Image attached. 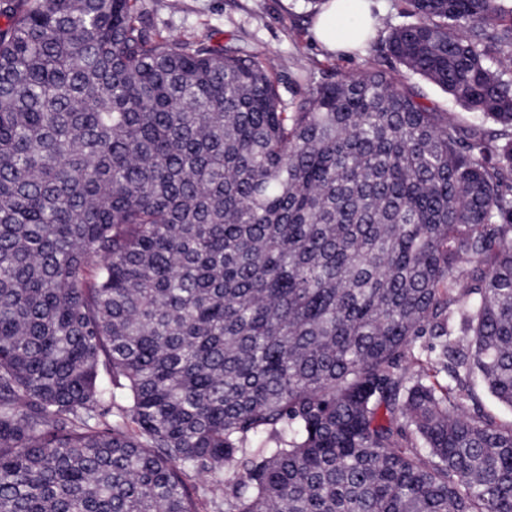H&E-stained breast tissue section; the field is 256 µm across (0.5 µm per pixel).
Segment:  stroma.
Segmentation results:
<instances>
[{
    "mask_svg": "<svg viewBox=\"0 0 512 512\" xmlns=\"http://www.w3.org/2000/svg\"><path fill=\"white\" fill-rule=\"evenodd\" d=\"M151 29L192 40L232 42L249 51L282 56L292 71L316 77L340 70L356 72L373 55L324 52L312 38L314 21L309 0H143Z\"/></svg>",
    "mask_w": 512,
    "mask_h": 512,
    "instance_id": "35a3bbf8",
    "label": "stroma"
}]
</instances>
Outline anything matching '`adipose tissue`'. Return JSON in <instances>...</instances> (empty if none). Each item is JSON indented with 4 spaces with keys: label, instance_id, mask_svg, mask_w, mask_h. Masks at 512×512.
<instances>
[{
    "label": "adipose tissue",
    "instance_id": "obj_1",
    "mask_svg": "<svg viewBox=\"0 0 512 512\" xmlns=\"http://www.w3.org/2000/svg\"><path fill=\"white\" fill-rule=\"evenodd\" d=\"M340 2L341 0H327L314 26L316 39L331 52L360 48L374 30L375 20L368 7L369 0H358L357 12L352 17L348 28L336 30L334 21L341 9Z\"/></svg>",
    "mask_w": 512,
    "mask_h": 512
}]
</instances>
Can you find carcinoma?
<instances>
[{
  "label": "carcinoma",
  "mask_w": 512,
  "mask_h": 512,
  "mask_svg": "<svg viewBox=\"0 0 512 512\" xmlns=\"http://www.w3.org/2000/svg\"><path fill=\"white\" fill-rule=\"evenodd\" d=\"M403 2L385 57L497 131L0 0V512H199L189 471L224 512H512L472 384L512 409V0Z\"/></svg>",
  "instance_id": "cac0c4a2"
}]
</instances>
